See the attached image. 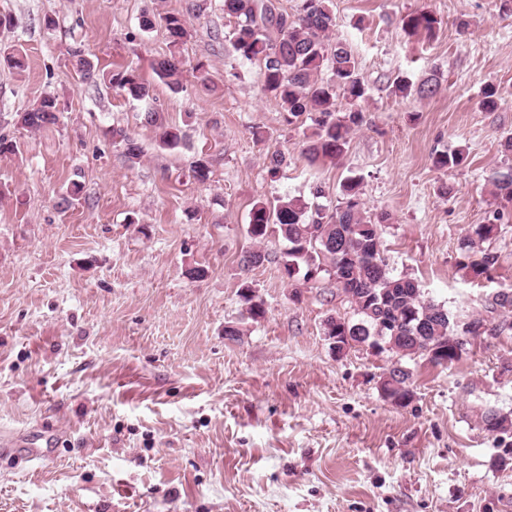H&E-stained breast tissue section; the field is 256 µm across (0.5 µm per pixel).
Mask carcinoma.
I'll use <instances>...</instances> for the list:
<instances>
[{
    "instance_id": "obj_1",
    "label": "carcinoma",
    "mask_w": 512,
    "mask_h": 512,
    "mask_svg": "<svg viewBox=\"0 0 512 512\" xmlns=\"http://www.w3.org/2000/svg\"><path fill=\"white\" fill-rule=\"evenodd\" d=\"M272 0H224V13L235 18L231 32L233 50L240 57L260 65L261 90L274 97L292 124L301 117L313 122L314 131L304 148L310 162L340 156L349 135L364 121L361 102L367 88L360 75L357 56L345 39L331 40L336 28V16L330 0H302L294 13L278 10L273 13ZM165 28L170 43L177 46L189 36L186 20L178 12L142 13L140 26L150 30L155 25ZM440 21L428 11H420L402 20L407 36L424 32L433 36ZM74 67L83 81L107 83L134 99L150 97L151 85L144 82L134 68L122 71L101 69L89 59L82 48L71 51ZM0 62L11 69L23 70L21 51L0 46ZM154 73L171 87L181 84L183 62L172 54L156 61ZM395 89L403 96L414 94L421 99L432 98L439 92L438 81L428 79L413 84L404 77L395 80ZM345 99L348 108L337 107ZM59 120L56 99L45 96L19 115L18 122L30 130H40ZM145 125L153 128L155 140L162 148H175L183 141L182 131L166 124L156 112L144 115ZM112 137L124 145L127 159L135 163L142 150L137 139L123 129L112 130ZM464 160L461 150L438 153L433 166L439 170L459 166ZM287 165L285 155L272 151L266 155V171L271 180L279 178ZM194 178L205 183L212 169L208 157L200 156L193 165ZM496 197L512 203V165L488 176ZM504 213L496 211L493 220L472 229L461 241L458 266L473 281L489 277L498 262L491 240ZM388 215H369L360 199V181L347 177L340 187V201L335 208L325 207L289 197H279L276 204L256 202L249 212L248 234L258 242L275 233L286 243L283 268L288 278L305 269L304 279L322 272L323 264L333 267L336 283L353 307L357 319L344 320L346 329L339 335L349 336L359 346L379 347L397 357L389 372L393 386L383 388L387 396H399L397 385L411 378L403 359L421 356L407 335L419 334L434 341L446 340L458 334L454 316L444 306L423 298L418 282L408 276L391 274L381 256V226ZM242 297L252 318L264 314L263 304L248 285ZM473 323L490 325L495 336L512 333V321L496 317L473 319ZM481 424L490 433L512 430V416L495 408L481 414Z\"/></svg>"
}]
</instances>
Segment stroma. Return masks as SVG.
Returning <instances> with one entry per match:
<instances>
[{
	"mask_svg": "<svg viewBox=\"0 0 512 512\" xmlns=\"http://www.w3.org/2000/svg\"><path fill=\"white\" fill-rule=\"evenodd\" d=\"M368 88L365 121L335 161L309 163V119L287 123L261 91L259 66L229 41L222 0H0L15 18L0 44L27 56L0 68V129L21 146L0 156V442L25 437L44 466L0 456V512H512V463L493 467L512 434L480 424L512 412V338L475 341L451 366L409 361L412 402L384 398L390 353L336 356L329 317H351L335 279L287 278L282 239L246 268L248 216L258 201L299 196L334 207L347 176L370 214L388 213L383 258L451 314L486 316L512 289V221L492 242L490 280L459 269L468 230L502 203L487 182L512 134V0H332ZM175 10L190 35L171 47L144 10ZM428 10L435 37L401 23ZM101 67L136 68L143 102L89 85L70 51ZM182 83L152 66L170 52ZM209 70L201 84L197 63ZM436 76L430 99L395 94L392 80ZM498 107L483 109L486 87ZM56 96L57 124L32 131L18 113ZM180 126L160 148L147 109ZM142 155L129 162L112 128ZM465 163L433 167L440 151ZM288 165L270 180L268 152ZM202 155L209 181L192 172ZM79 197H69L71 182ZM321 197H314V189ZM199 264L207 275L185 277ZM250 283L265 313L246 314ZM236 327L238 336L224 334ZM481 424L489 433H507L512 429V418L496 408H487L481 414Z\"/></svg>",
	"mask_w": 512,
	"mask_h": 512,
	"instance_id": "obj_1",
	"label": "stroma"
}]
</instances>
